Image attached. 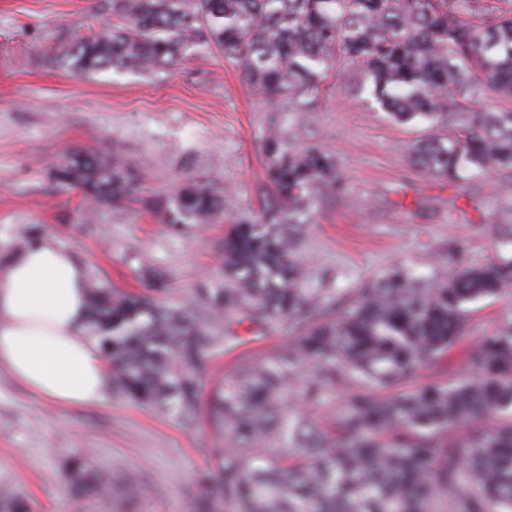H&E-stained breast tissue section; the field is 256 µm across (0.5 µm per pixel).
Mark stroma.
Instances as JSON below:
<instances>
[{
  "instance_id": "obj_1",
  "label": "stroma",
  "mask_w": 512,
  "mask_h": 512,
  "mask_svg": "<svg viewBox=\"0 0 512 512\" xmlns=\"http://www.w3.org/2000/svg\"><path fill=\"white\" fill-rule=\"evenodd\" d=\"M100 4L0 0V241L37 226L89 276L136 292L156 271L170 301L190 302L200 281L224 275L227 226L177 229L164 223L163 206L199 180L223 194L226 218L258 211L267 104L217 51L159 71H69L60 57L105 20ZM306 124L310 141L335 156L348 192L304 229L296 259L305 287H322L330 272L347 299L393 263L428 274L512 258L503 242L512 206L500 198L512 172L491 168L459 189L418 173L407 151L423 126L394 123L340 78H329ZM77 149L117 153L135 175L132 197L92 206L80 189L63 188L57 171ZM472 308L471 349L512 312V298ZM284 340L277 332L226 352L209 386ZM220 443L207 416L186 423L111 394L93 406L56 405L0 366V484L28 496L36 512H191L194 476ZM84 450L113 479L111 495L88 504L64 487L67 460ZM128 473L140 474L138 488L125 484Z\"/></svg>"
}]
</instances>
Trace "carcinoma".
I'll return each instance as SVG.
<instances>
[{"instance_id":"cac0c4a2","label":"carcinoma","mask_w":512,"mask_h":512,"mask_svg":"<svg viewBox=\"0 0 512 512\" xmlns=\"http://www.w3.org/2000/svg\"><path fill=\"white\" fill-rule=\"evenodd\" d=\"M112 15L61 57L72 71L168 66L217 50L265 97L260 137L265 203L227 219L224 280H204L189 304L165 302L157 277L140 293L88 283V330L111 371L112 394L193 421L201 408L225 440L197 472L192 512L221 499L234 512H512V318L482 337L476 373L378 397L428 361L465 351L469 304L512 294V259L418 275L395 263L341 310L336 294L303 287L294 260L311 209L345 192L336 157L299 138L333 74L400 124L428 134L409 162L461 187L490 167L512 169V110L470 111L458 97L492 91L512 100V0H103ZM98 203L122 202L133 176L114 153L76 150L59 171ZM224 197L182 186L164 222L223 219ZM292 334L239 364L205 394L211 366L245 341ZM361 387L340 422L309 408L328 391ZM489 422L460 438L461 424ZM112 476L88 452L67 468L77 500L103 497ZM0 512H32L0 488Z\"/></svg>"}]
</instances>
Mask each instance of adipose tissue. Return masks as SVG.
<instances>
[{"mask_svg":"<svg viewBox=\"0 0 512 512\" xmlns=\"http://www.w3.org/2000/svg\"><path fill=\"white\" fill-rule=\"evenodd\" d=\"M88 271L51 240L0 250V364L60 405L103 400L105 362L87 329Z\"/></svg>","mask_w":512,"mask_h":512,"instance_id":"1","label":"adipose tissue"}]
</instances>
